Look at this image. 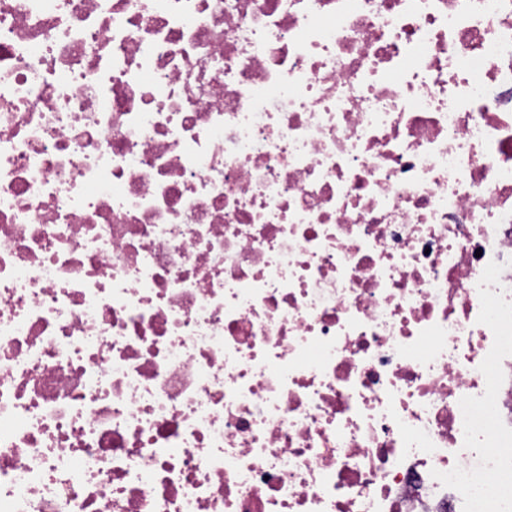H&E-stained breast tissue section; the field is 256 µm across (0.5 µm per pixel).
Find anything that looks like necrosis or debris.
<instances>
[{
  "label": "necrosis or debris",
  "instance_id": "obj_1",
  "mask_svg": "<svg viewBox=\"0 0 512 512\" xmlns=\"http://www.w3.org/2000/svg\"><path fill=\"white\" fill-rule=\"evenodd\" d=\"M0 512H512V0H0Z\"/></svg>",
  "mask_w": 512,
  "mask_h": 512
}]
</instances>
